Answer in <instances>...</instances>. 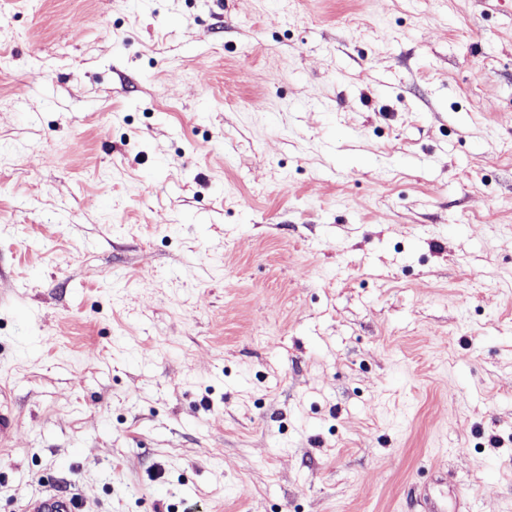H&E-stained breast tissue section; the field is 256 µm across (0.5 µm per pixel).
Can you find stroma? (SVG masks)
Masks as SVG:
<instances>
[{"mask_svg": "<svg viewBox=\"0 0 512 512\" xmlns=\"http://www.w3.org/2000/svg\"><path fill=\"white\" fill-rule=\"evenodd\" d=\"M0 408V512H512V0H0ZM83 500L76 495L63 496L48 491L32 497L23 508L24 512H81Z\"/></svg>", "mask_w": 512, "mask_h": 512, "instance_id": "stroma-1", "label": "stroma"}]
</instances>
